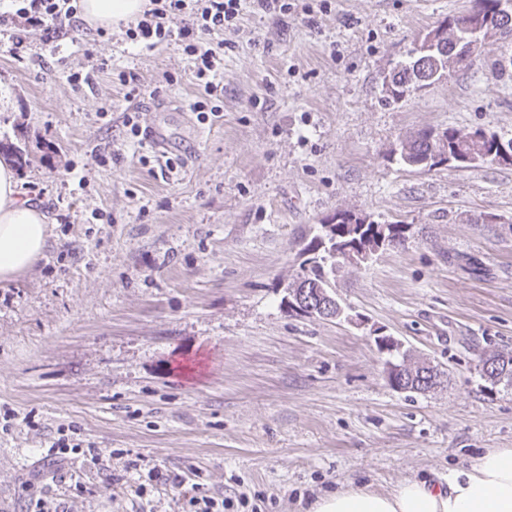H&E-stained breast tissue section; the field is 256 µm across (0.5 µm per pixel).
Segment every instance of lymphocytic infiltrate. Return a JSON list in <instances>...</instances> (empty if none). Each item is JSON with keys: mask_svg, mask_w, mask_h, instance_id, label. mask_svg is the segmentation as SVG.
<instances>
[{"mask_svg": "<svg viewBox=\"0 0 512 512\" xmlns=\"http://www.w3.org/2000/svg\"><path fill=\"white\" fill-rule=\"evenodd\" d=\"M15 8L0 12V34L11 54L24 51L30 32H38L39 47L52 51L67 30L81 24L80 0H13ZM275 17L294 10L293 0H151L149 9L130 23L127 38L144 48L154 49L179 39L194 63L195 78L204 97L213 96L219 48L211 46L210 35L233 34L243 9Z\"/></svg>", "mask_w": 512, "mask_h": 512, "instance_id": "f902f5d3", "label": "lymphocytic infiltrate"}]
</instances>
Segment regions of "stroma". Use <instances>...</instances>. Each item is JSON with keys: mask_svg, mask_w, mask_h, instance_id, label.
I'll return each mask as SVG.
<instances>
[{"mask_svg": "<svg viewBox=\"0 0 512 512\" xmlns=\"http://www.w3.org/2000/svg\"><path fill=\"white\" fill-rule=\"evenodd\" d=\"M468 4L245 13L217 75L221 111L203 122L178 40L145 51L88 28L40 58L0 48V141L27 154L19 189L48 216L42 254L0 284V413L14 412L0 512H19L61 427L101 458L76 454L83 491L48 482L63 512H188L173 474L227 512H311L353 481H437L512 448V388H486L478 367L512 347V165L421 171L394 154L425 128L512 140V79L492 68L512 46L489 39L473 66L401 101L382 92ZM92 58L108 70L89 71ZM78 70L90 81L76 87ZM129 72L155 96H129ZM131 116L162 130L167 157L134 146ZM339 211L406 224V240L337 272L351 321L291 313L302 238ZM379 336L444 371L445 387L393 389ZM143 458L164 478L139 498Z\"/></svg>", "mask_w": 512, "mask_h": 512, "instance_id": "35a3bbf8", "label": "stroma"}]
</instances>
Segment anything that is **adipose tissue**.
<instances>
[{"label": "adipose tissue", "instance_id": "ef3b65f1", "mask_svg": "<svg viewBox=\"0 0 512 512\" xmlns=\"http://www.w3.org/2000/svg\"><path fill=\"white\" fill-rule=\"evenodd\" d=\"M146 0H82L89 26H120ZM48 238L46 216L21 197L9 163L0 161V283L28 271ZM313 512H512V448H491L470 466L451 472L445 484L407 479L388 491L363 486L321 496Z\"/></svg>", "mask_w": 512, "mask_h": 512}]
</instances>
